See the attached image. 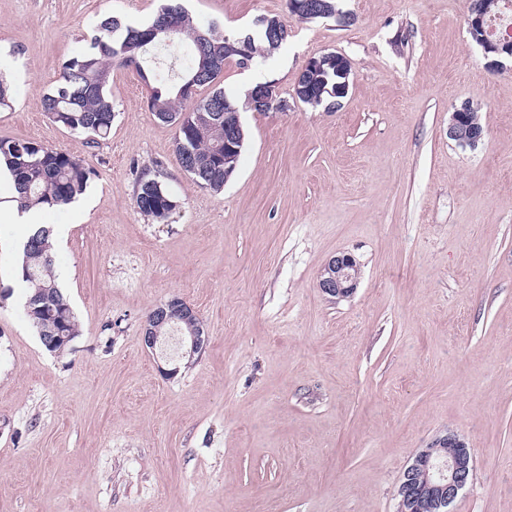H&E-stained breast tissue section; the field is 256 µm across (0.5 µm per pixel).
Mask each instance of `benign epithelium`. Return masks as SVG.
<instances>
[{"instance_id": "benign-epithelium-1", "label": "benign epithelium", "mask_w": 512, "mask_h": 512, "mask_svg": "<svg viewBox=\"0 0 512 512\" xmlns=\"http://www.w3.org/2000/svg\"><path fill=\"white\" fill-rule=\"evenodd\" d=\"M290 13H305L309 19L329 17L322 0H288ZM486 15L481 0H472L467 19L468 32L473 36L484 55L490 58V65L504 68L505 62L512 61V41L507 38H492L485 29ZM329 60L336 63V87L331 91L335 100L327 105L333 109L340 106L350 87L351 66L340 53H333ZM247 104L251 108H275L277 101L272 85L260 83L250 91ZM473 106L466 102L452 112L448 124V138L458 137L459 130ZM224 111L233 112L234 119L224 122V179H229L236 167L241 122L237 107L224 101ZM359 284V263L346 252L332 256L322 268L317 288L331 301L337 302L351 297ZM188 324V330L181 331V356L193 361L198 358L207 344V337L194 307L182 298L174 297L152 309L145 320L143 341L153 349L160 342V329ZM474 474V460L471 449L459 436L449 432L434 439L427 447L419 450L412 462L403 471L398 488V512H407L410 506L417 512H449L460 492L470 484Z\"/></svg>"}]
</instances>
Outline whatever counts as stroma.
Instances as JSON below:
<instances>
[{
    "label": "stroma",
    "mask_w": 512,
    "mask_h": 512,
    "mask_svg": "<svg viewBox=\"0 0 512 512\" xmlns=\"http://www.w3.org/2000/svg\"><path fill=\"white\" fill-rule=\"evenodd\" d=\"M158 0H0V137L63 150L94 171L55 242L80 325L48 352L17 283L24 237L0 224V512H397L413 455L457 433L474 479L452 512H512V69L488 67L467 31L470 0H344L351 25L304 22L287 0H184L226 35L280 17L287 40L219 86L243 100L273 85L284 111H243L247 137L223 191L195 184L175 128L147 107L134 68H114L109 136L54 124L43 97L107 16L138 23ZM336 51L350 89L327 112L294 97L311 58ZM473 103L475 147L448 137ZM177 206L134 204L142 170ZM360 264L338 302L319 273ZM208 337L176 354L142 341L172 297ZM472 110H474L473 106L470 103L466 102L462 104L459 108H456L454 112H452L450 122L448 124V137L450 139L458 137L459 130L464 120L471 113ZM472 122L477 124L471 125L469 134L465 138V140L458 141L463 146L475 147L479 142L483 140L485 136V129L483 128L484 126L481 123L477 112H474L472 116H470L468 122L463 124L460 130L461 138L464 137L465 132H467V126L470 125ZM359 284V263L346 252L332 256L322 268L317 286L323 295L337 302L350 298Z\"/></svg>",
    "instance_id": "1"
}]
</instances>
